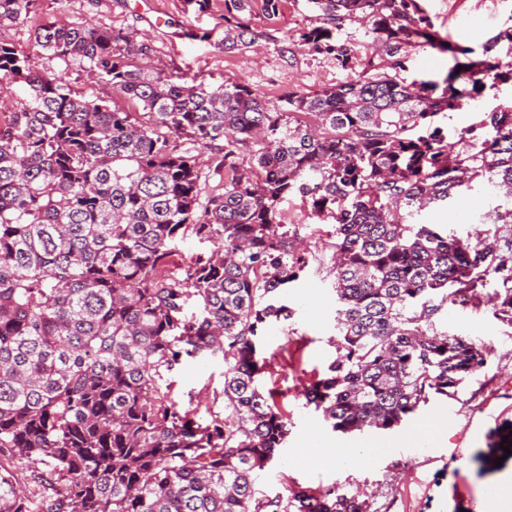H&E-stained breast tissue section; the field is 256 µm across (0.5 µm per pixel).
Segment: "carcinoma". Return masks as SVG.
<instances>
[{"instance_id": "carcinoma-1", "label": "carcinoma", "mask_w": 512, "mask_h": 512, "mask_svg": "<svg viewBox=\"0 0 512 512\" xmlns=\"http://www.w3.org/2000/svg\"><path fill=\"white\" fill-rule=\"evenodd\" d=\"M36 0H0V29ZM253 0H224L221 29L188 31L226 53L254 43ZM320 24L291 45L348 68L356 23L381 49L357 75L273 107L243 81L152 74L134 33L49 22L34 41L141 105L88 99L0 39V80L27 87L0 125V453L47 466L52 494H18L0 469V512H372L339 484L256 497L288 415L258 383L259 341L292 309L278 293L310 264L280 233L298 196L334 226L336 357L305 405L343 435L402 426L453 398L487 349L438 328L483 297L512 328V208L462 240L416 218L488 182L512 202V98L457 140L435 118L512 85V29L481 47L439 38L417 0H310ZM452 56L409 82L411 48ZM224 143V181L201 197L199 152ZM506 228H500V225ZM211 243L167 274L187 234ZM197 312L186 317L191 298ZM224 361V409L199 422L170 396L183 356Z\"/></svg>"}]
</instances>
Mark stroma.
Segmentation results:
<instances>
[{"label": "stroma", "instance_id": "35a3bbf8", "mask_svg": "<svg viewBox=\"0 0 512 512\" xmlns=\"http://www.w3.org/2000/svg\"><path fill=\"white\" fill-rule=\"evenodd\" d=\"M420 4L443 37L463 46L480 48L512 27V0H420ZM223 14L224 0H210L202 14L191 0H40L30 23L10 30L8 37L38 68L63 76L79 94L114 102L128 112L139 111V104L117 97L111 88L89 80L78 66L37 47L35 25L59 20L142 33L152 47L153 71L176 70L187 79L208 82L243 78L274 106L288 92L334 86L378 56L376 46L357 24L351 28L356 49L351 69L306 50L288 53L289 35L317 21L308 0H285L274 21L254 12L253 25L261 35L240 53L227 54L185 38L186 30L219 25ZM503 201L494 186L479 185L449 204L423 212L420 220L471 239L489 228L494 209ZM282 209L283 233L301 238L308 251L329 256L332 226L317 224L300 198L284 202ZM284 299L293 316L267 327L260 344L264 369L259 382L286 407L289 434L277 458L256 480L259 497H284L297 487L316 490L341 483L368 498L372 512H500L492 493L512 485V454L503 451L504 446L512 447L511 328L486 309L442 311L441 330L487 345L486 368L456 397L431 401L396 430L348 436L333 432L321 414L306 407L303 396L311 380L323 374L336 356V296L328 270L301 276L285 289ZM170 380L173 398L193 410L198 421H205L209 412L223 410V360L183 359ZM440 411L448 420L444 429L434 421ZM314 433L329 448L372 445L373 459L355 468L312 466L302 460L301 450ZM455 448L463 456L460 464L452 466L447 455Z\"/></svg>", "mask_w": 512, "mask_h": 512}]
</instances>
